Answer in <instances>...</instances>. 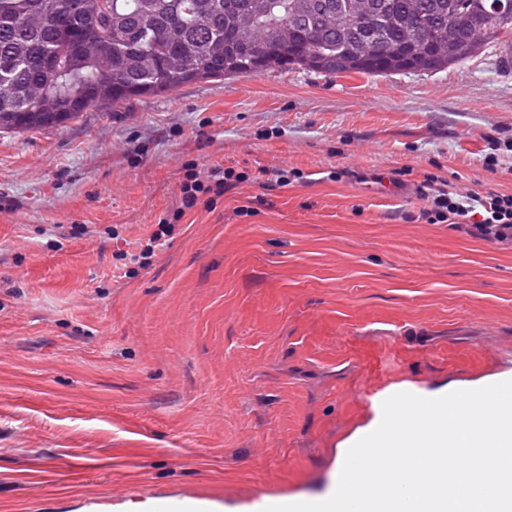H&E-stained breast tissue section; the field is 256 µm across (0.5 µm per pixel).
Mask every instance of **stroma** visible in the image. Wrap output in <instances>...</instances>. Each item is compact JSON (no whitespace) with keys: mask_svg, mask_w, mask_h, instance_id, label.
I'll list each match as a JSON object with an SVG mask.
<instances>
[{"mask_svg":"<svg viewBox=\"0 0 512 512\" xmlns=\"http://www.w3.org/2000/svg\"><path fill=\"white\" fill-rule=\"evenodd\" d=\"M217 165L247 182L175 219ZM433 175L512 193V34L434 73L208 78L0 132V512L330 494L389 390L512 380V243L420 219ZM212 190L209 186H205L204 183L199 182L197 178L193 181L189 180L181 185V206L177 212L182 215L185 209L190 210L198 204L199 197L197 193H209Z\"/></svg>","mask_w":512,"mask_h":512,"instance_id":"1","label":"stroma"}]
</instances>
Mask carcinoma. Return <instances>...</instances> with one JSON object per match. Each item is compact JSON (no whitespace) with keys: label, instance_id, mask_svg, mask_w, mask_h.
Masks as SVG:
<instances>
[{"label":"carcinoma","instance_id":"obj_1","mask_svg":"<svg viewBox=\"0 0 512 512\" xmlns=\"http://www.w3.org/2000/svg\"><path fill=\"white\" fill-rule=\"evenodd\" d=\"M0 0V132L39 130L74 120L91 106L131 96L172 92L204 78L260 74L272 67L320 73L434 72L463 62L512 30V10L492 0H370L389 17V52L367 64L355 54L372 28L336 25L349 0ZM252 14L264 27L268 53L258 55L237 26ZM486 20L474 38L466 17ZM313 36L317 52L306 57ZM100 43V56L82 62L77 46Z\"/></svg>","mask_w":512,"mask_h":512}]
</instances>
